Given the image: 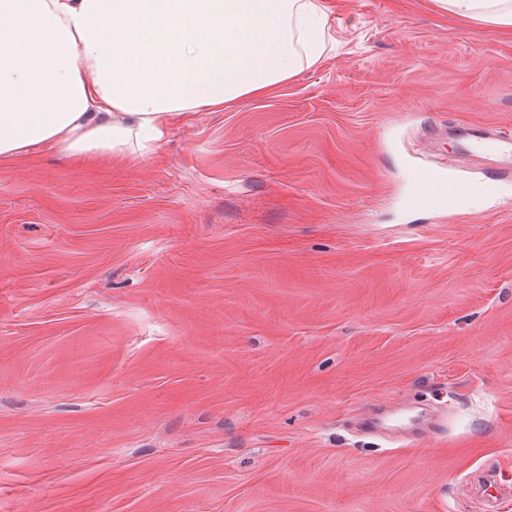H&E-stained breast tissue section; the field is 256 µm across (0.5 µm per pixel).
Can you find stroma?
Returning a JSON list of instances; mask_svg holds the SVG:
<instances>
[{
    "instance_id": "stroma-1",
    "label": "stroma",
    "mask_w": 512,
    "mask_h": 512,
    "mask_svg": "<svg viewBox=\"0 0 512 512\" xmlns=\"http://www.w3.org/2000/svg\"><path fill=\"white\" fill-rule=\"evenodd\" d=\"M324 59L135 160L0 159V512H512V29L325 0ZM431 403L412 444L355 428ZM491 151L499 154L503 172L512 169V135H507L496 126L487 125L477 134H473L464 154L478 157L481 154L490 155ZM449 166L440 168L413 167L410 170V190L404 203L411 209H443L451 200L461 197V181Z\"/></svg>"
}]
</instances>
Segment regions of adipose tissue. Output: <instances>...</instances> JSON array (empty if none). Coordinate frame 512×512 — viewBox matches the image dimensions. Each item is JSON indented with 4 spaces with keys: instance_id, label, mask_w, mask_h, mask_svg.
I'll return each instance as SVG.
<instances>
[{
    "instance_id": "obj_1",
    "label": "adipose tissue",
    "mask_w": 512,
    "mask_h": 512,
    "mask_svg": "<svg viewBox=\"0 0 512 512\" xmlns=\"http://www.w3.org/2000/svg\"><path fill=\"white\" fill-rule=\"evenodd\" d=\"M512 28V0H438ZM323 0H0V158L140 155L319 62Z\"/></svg>"
}]
</instances>
